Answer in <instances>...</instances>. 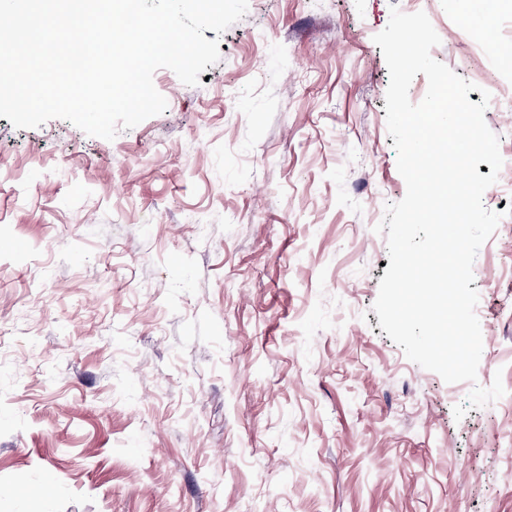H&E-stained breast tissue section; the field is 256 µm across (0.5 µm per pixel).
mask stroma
<instances>
[{
  "instance_id": "35a3bbf8",
  "label": "stroma",
  "mask_w": 512,
  "mask_h": 512,
  "mask_svg": "<svg viewBox=\"0 0 512 512\" xmlns=\"http://www.w3.org/2000/svg\"><path fill=\"white\" fill-rule=\"evenodd\" d=\"M491 99L476 383L406 358L372 306L391 6ZM512 0H249L204 82L107 141L0 117V512H512ZM498 400L455 419L472 386Z\"/></svg>"
}]
</instances>
